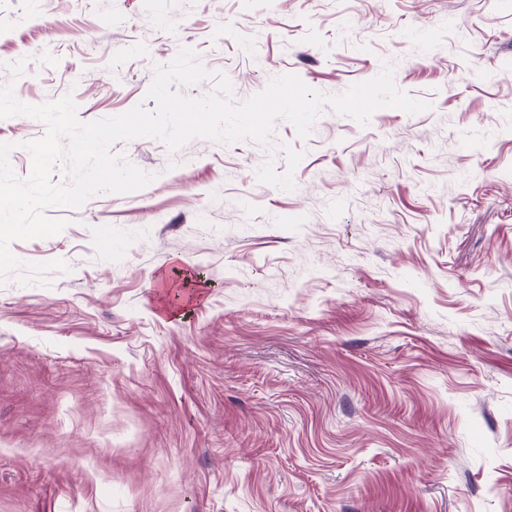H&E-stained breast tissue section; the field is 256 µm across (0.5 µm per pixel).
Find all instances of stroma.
<instances>
[{
	"label": "stroma",
	"instance_id": "obj_1",
	"mask_svg": "<svg viewBox=\"0 0 512 512\" xmlns=\"http://www.w3.org/2000/svg\"><path fill=\"white\" fill-rule=\"evenodd\" d=\"M184 47L431 107L114 143L154 181L10 245L69 269L0 285V512H512V0H0V83L83 123Z\"/></svg>",
	"mask_w": 512,
	"mask_h": 512
}]
</instances>
